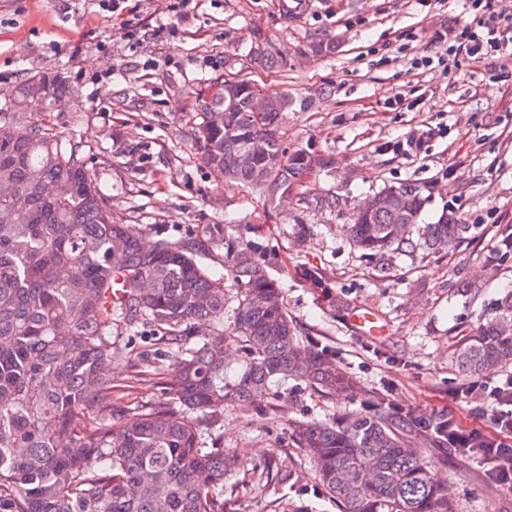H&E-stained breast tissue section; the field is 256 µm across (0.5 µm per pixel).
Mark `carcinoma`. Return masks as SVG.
<instances>
[{"label": "carcinoma", "instance_id": "cac0c4a2", "mask_svg": "<svg viewBox=\"0 0 512 512\" xmlns=\"http://www.w3.org/2000/svg\"><path fill=\"white\" fill-rule=\"evenodd\" d=\"M245 59L248 69L279 64L267 43ZM221 79L219 96L194 92L193 143L216 176L268 205L312 166L307 152L283 146L292 100L270 96L257 117L249 109L256 85ZM213 111L224 112L222 124L206 122ZM255 137L265 143L259 155L250 152ZM0 184L13 189L0 200V512H232L224 481L241 463L204 445L217 422L210 409L257 410L290 382L323 397L354 392L353 377L289 317L251 244L227 243V276L218 277L188 244L149 242L114 221L81 143L59 136L46 119L0 111ZM366 200L348 229L370 254L421 245L449 251L470 230L447 209L435 223H420L427 197L415 184ZM511 254L506 236L484 263L494 268ZM228 312L243 354L231 381L224 377ZM118 318L130 330L156 327L173 350L171 380L141 404L112 398V365L126 363L112 342ZM200 320L216 328L189 347ZM451 360L472 377L512 364V291L495 299ZM292 437L343 512H457L419 452L453 442L444 414L427 419L376 393L331 421L297 423ZM94 458L102 468H91Z\"/></svg>", "mask_w": 512, "mask_h": 512}]
</instances>
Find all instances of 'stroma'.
<instances>
[{
    "mask_svg": "<svg viewBox=\"0 0 512 512\" xmlns=\"http://www.w3.org/2000/svg\"><path fill=\"white\" fill-rule=\"evenodd\" d=\"M135 39H127L108 0H0V86L32 75L62 79L67 102L45 113L57 133L84 140L85 160L100 178L112 215L144 237L198 241L197 261L224 271L226 237L258 249L302 333L336 355L356 380L352 395L322 397L281 388L261 414L228 406L215 438L243 461L224 483L236 512H340L324 496L304 449L292 438L298 420L326 421L358 408L363 394L388 392L428 417L451 411L464 425L486 427L471 404L454 402L471 380L450 350L484 322L495 299L512 289V255L484 265L512 234V54L487 63L457 61L415 69L413 59L444 52L437 34L455 35L474 14L466 0H191L185 16L168 0H129ZM332 52L313 53L316 42ZM271 43L277 67L255 71L265 93L294 105L281 128L289 149L314 159L288 200L268 210L258 195L226 184L203 164L191 137L193 89L235 73L252 43ZM428 128L436 134L406 153L398 141ZM412 182L429 202L421 221L454 209L470 230L452 252L365 254L346 226L353 208L382 188ZM307 225L298 236L296 225ZM388 265L386 278L378 269ZM320 269L325 285L304 278ZM479 278V299L463 290ZM375 313L382 336L351 324ZM113 398H147L133 372L152 376L155 332L114 326ZM435 476L447 482L459 512H512V493L486 465L458 452L425 448Z\"/></svg>",
    "mask_w": 512,
    "mask_h": 512,
    "instance_id": "35a3bbf8",
    "label": "stroma"
}]
</instances>
